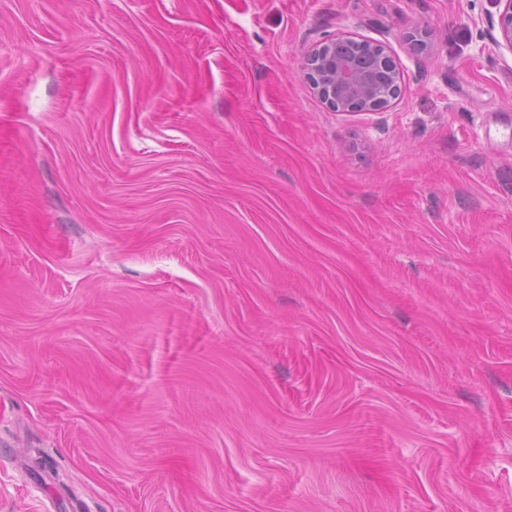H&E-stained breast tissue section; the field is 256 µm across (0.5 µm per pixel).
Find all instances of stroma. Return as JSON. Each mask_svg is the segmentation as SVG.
Here are the masks:
<instances>
[{
    "instance_id": "obj_1",
    "label": "stroma",
    "mask_w": 512,
    "mask_h": 512,
    "mask_svg": "<svg viewBox=\"0 0 512 512\" xmlns=\"http://www.w3.org/2000/svg\"><path fill=\"white\" fill-rule=\"evenodd\" d=\"M497 11L0 0V512H512ZM357 43L352 56L346 47ZM386 74L377 81L374 74ZM302 76L330 106L343 112H378L390 108L401 93V70L389 47L353 35H336L310 48Z\"/></svg>"
}]
</instances>
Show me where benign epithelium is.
<instances>
[{"label":"benign epithelium","mask_w":512,"mask_h":512,"mask_svg":"<svg viewBox=\"0 0 512 512\" xmlns=\"http://www.w3.org/2000/svg\"><path fill=\"white\" fill-rule=\"evenodd\" d=\"M497 15L487 24L496 51L512 53V0H495ZM302 76L330 106L343 112H378L390 108L401 93V70L389 47L353 35H338L310 48Z\"/></svg>","instance_id":"benign-epithelium-1"}]
</instances>
